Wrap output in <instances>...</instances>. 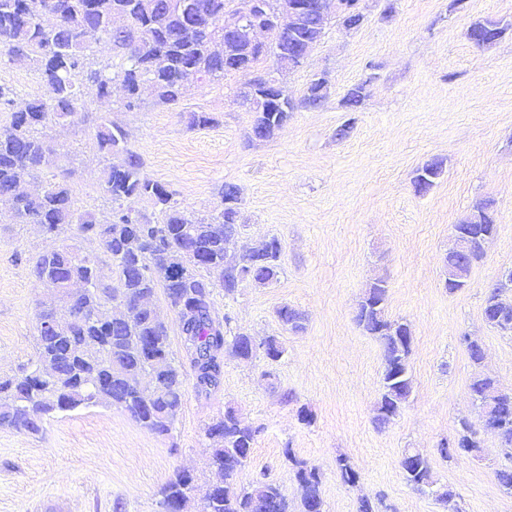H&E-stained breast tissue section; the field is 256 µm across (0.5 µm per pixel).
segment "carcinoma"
<instances>
[{"mask_svg":"<svg viewBox=\"0 0 512 512\" xmlns=\"http://www.w3.org/2000/svg\"><path fill=\"white\" fill-rule=\"evenodd\" d=\"M301 2L307 6L302 28L291 30L284 23L271 32L267 53L282 66H300L304 46H314L323 35L321 0ZM243 14V0H0V50L10 62L34 64L44 87L43 95L16 110V89L0 83V110L8 112L6 125L0 127V200L10 203L12 223L42 224L49 235L63 240L32 258L30 274L70 311L69 321L56 333L38 332L28 368L0 378V428L34 435L56 415L104 404L120 409L154 435L171 433L183 405L186 378L170 349L168 326L154 306L114 320L115 300L134 303L163 291L178 318L200 391L220 384L225 353L249 356L254 337L238 332L226 338L229 319L215 317L213 288L218 282L225 293H233L242 268L252 269L256 284H270L281 272L283 247L273 236L249 252L230 251L239 221L237 186L223 185L224 210L211 219L184 211L171 191L144 174L143 159L126 146L124 130L102 116L94 139L103 161L99 187L112 203L111 212L99 219L76 209L64 178H52L35 194L20 191L23 183L54 162L56 152L44 129L74 123L85 111V90H95L106 102L118 82L126 94L123 107L132 111L140 107L141 88L148 85L157 104L173 106L186 81L219 82L236 72L233 63L224 61V53L214 49L215 43L230 46L237 57H250L253 64L263 58L224 31V17ZM508 30L507 23L478 20L467 36L483 47ZM100 40L112 46V57L99 60L88 54L90 45ZM325 86L323 77L311 80L297 102L286 89L277 102L264 89L252 87L244 100L257 113L255 127L270 137L289 113L321 106ZM441 172V163H426L415 177L416 191L427 192ZM135 198L151 201L160 220L152 222L124 207ZM454 230L474 239L494 234L489 204L474 205ZM73 236L99 243L103 254L66 243ZM386 293L384 281L374 283L356 314L357 324L382 347V392L375 417L379 427L399 416L412 394V336L407 323L386 317ZM277 315L290 330L302 328L303 317L295 309L284 305ZM483 315L489 326L512 335V300L504 298L501 289H488ZM469 391L478 409L489 408L488 423L511 453L512 394L496 392L494 381L480 373L472 377ZM259 433L231 410L207 424L209 465L224 475V484L205 490L202 512H324L319 472L289 449L286 457L302 490L297 508L272 481L237 485L235 478L250 460ZM404 458L403 474L410 485L428 490L443 503L451 499L427 455L408 449ZM196 491L195 476L178 471L161 489L160 501L169 504L171 512H186Z\"/></svg>","mask_w":512,"mask_h":512,"instance_id":"carcinoma-1","label":"carcinoma"}]
</instances>
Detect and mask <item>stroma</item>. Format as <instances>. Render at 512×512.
Listing matches in <instances>:
<instances>
[{"instance_id":"1","label":"stroma","mask_w":512,"mask_h":512,"mask_svg":"<svg viewBox=\"0 0 512 512\" xmlns=\"http://www.w3.org/2000/svg\"><path fill=\"white\" fill-rule=\"evenodd\" d=\"M366 18L349 30L329 16L321 41L301 67L280 80L301 98L311 79L327 80L316 109L290 113L267 139L250 136L256 114L240 93L250 74L214 83L189 82L177 108L144 96L125 111L114 89L110 119L144 159L145 174L172 191L196 216L218 215L223 185L240 189L238 251L277 236L283 264L276 282L244 283L233 295L213 290L216 316L231 332L276 338L284 353L272 361L225 356L221 384L210 395L187 385L170 437L156 436L116 408H81L45 423L42 434L0 428V512H159V491L187 470L199 488L218 475L208 465L206 425L232 409L260 427L250 462L237 477L247 485L268 475L290 499L300 488L283 455L322 475L324 512H357L364 496H381L390 512H512V496L494 472L505 465L497 437L480 431L482 453L446 462L441 441L461 419H476L468 384L475 372L463 334L485 351L484 370L512 392V337L483 317L484 293L512 267V31L487 47L467 30L478 19L512 20V0H362ZM365 83L356 112L344 97ZM74 124L48 128L57 158L26 184L35 192L61 170L76 208L110 210L98 177L94 125L100 106ZM192 112L211 122L189 126ZM352 122L349 137L337 128ZM436 160L442 173L426 194L413 179ZM481 200L494 203L496 232L473 268L469 285L448 292L445 257L453 228ZM56 239L31 224L11 223L0 201V376L20 374L36 351V313L49 302L28 266L31 253ZM385 280L388 318L406 321L413 342L412 395L386 427L374 422L383 371L379 341L354 319L355 307L376 280ZM304 316L300 331L286 329L276 311ZM307 410L311 423L299 418ZM408 448L427 454L451 505L407 484L400 459ZM358 474L342 481L338 456Z\"/></svg>"}]
</instances>
